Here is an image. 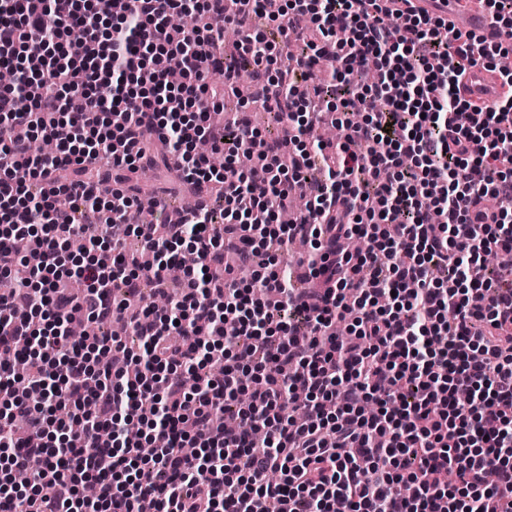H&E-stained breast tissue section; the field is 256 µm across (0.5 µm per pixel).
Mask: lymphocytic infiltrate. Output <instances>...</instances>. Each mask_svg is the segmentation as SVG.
I'll return each mask as SVG.
<instances>
[{
    "label": "lymphocytic infiltrate",
    "mask_w": 512,
    "mask_h": 512,
    "mask_svg": "<svg viewBox=\"0 0 512 512\" xmlns=\"http://www.w3.org/2000/svg\"><path fill=\"white\" fill-rule=\"evenodd\" d=\"M114 2L0 0V66L17 75L0 89V459L14 473L40 464L23 494L0 490V512H512V71L496 105L465 97L468 71L501 42L411 0H281L267 18L317 72L299 97L273 76L277 45L252 32V9ZM178 13L196 24L172 28ZM228 25L241 39L224 84L253 65L257 95L288 113L281 139L209 120ZM323 95L345 135L314 181ZM156 128L184 182L222 186L223 227L205 202L165 229L141 224L120 178L81 188L102 160L148 164ZM33 135L55 152L32 154ZM202 139L223 147V168L196 153ZM242 154L269 172L260 194ZM296 195L306 209L279 223ZM87 212L105 232H87ZM258 225L284 249L310 240L317 287L293 286L255 244ZM76 236L78 293L59 258ZM129 236L149 261L126 259ZM351 236L365 242L355 255L338 248ZM229 237L250 281L224 263ZM182 246L197 257L182 295L166 312L136 307L141 281L164 283ZM112 317L141 353L66 334ZM342 318L345 337L331 330Z\"/></svg>",
    "instance_id": "obj_1"
}]
</instances>
